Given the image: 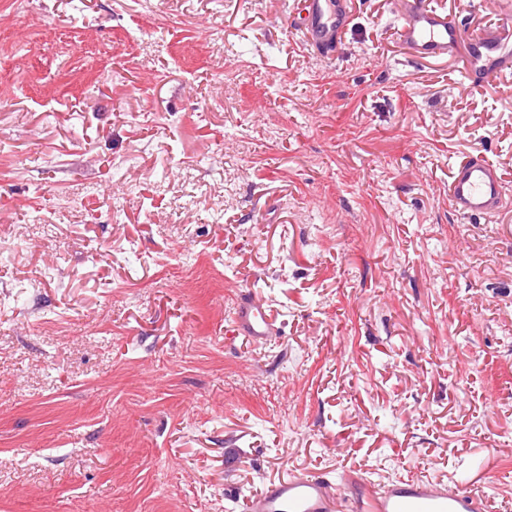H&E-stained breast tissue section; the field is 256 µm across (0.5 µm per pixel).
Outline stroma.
<instances>
[{
	"label": "stroma",
	"instance_id": "obj_1",
	"mask_svg": "<svg viewBox=\"0 0 512 512\" xmlns=\"http://www.w3.org/2000/svg\"><path fill=\"white\" fill-rule=\"evenodd\" d=\"M297 3L0 0V512H245L295 472L512 512V210L448 208L472 150L512 190V74L413 61L395 0L310 52ZM231 327L233 333L246 336L254 343L266 342L279 334L263 302L249 292L238 299Z\"/></svg>",
	"mask_w": 512,
	"mask_h": 512
}]
</instances>
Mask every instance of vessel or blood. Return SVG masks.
<instances>
[{
	"instance_id": "1",
	"label": "vessel or blood",
	"mask_w": 512,
	"mask_h": 512,
	"mask_svg": "<svg viewBox=\"0 0 512 512\" xmlns=\"http://www.w3.org/2000/svg\"><path fill=\"white\" fill-rule=\"evenodd\" d=\"M399 41L420 61L457 59L462 75L481 87L512 73V23L472 30L430 0H397ZM354 19V0H301L291 24L303 44L333 55ZM512 205L497 166L483 153L457 164L448 182V206L460 219L492 217ZM232 331L252 342H264L279 330L262 301L245 293L235 306ZM357 477L335 480L329 474L295 473L269 483L252 496L248 512H487L486 501L464 484L409 478L380 488L356 491Z\"/></svg>"
}]
</instances>
